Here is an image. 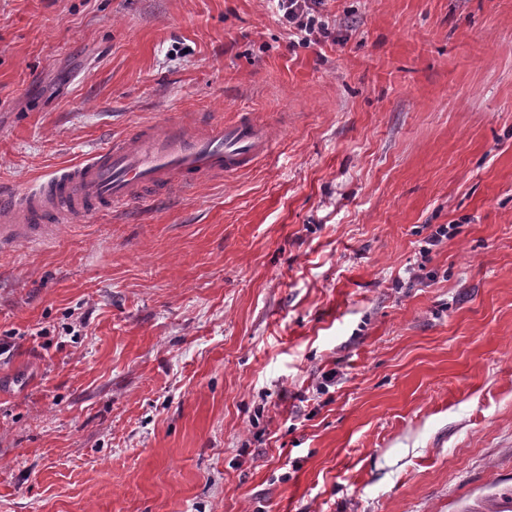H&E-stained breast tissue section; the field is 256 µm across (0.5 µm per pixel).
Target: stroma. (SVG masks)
Segmentation results:
<instances>
[{
  "mask_svg": "<svg viewBox=\"0 0 512 512\" xmlns=\"http://www.w3.org/2000/svg\"><path fill=\"white\" fill-rule=\"evenodd\" d=\"M322 13L0 0V187L180 113L277 137L0 251V512H512V0ZM324 0H277L279 10L283 13L280 16L283 24L288 30L294 31L296 35L305 34L310 36L316 30L328 38L331 32L328 25L322 20L320 6Z\"/></svg>",
  "mask_w": 512,
  "mask_h": 512,
  "instance_id": "35a3bbf8",
  "label": "stroma"
}]
</instances>
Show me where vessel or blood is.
I'll return each instance as SVG.
<instances>
[{"mask_svg": "<svg viewBox=\"0 0 512 512\" xmlns=\"http://www.w3.org/2000/svg\"><path fill=\"white\" fill-rule=\"evenodd\" d=\"M274 148L269 129L247 113L197 128L176 118L140 126L21 193L0 196V247L46 239L79 213L118 210L132 200L250 168Z\"/></svg>", "mask_w": 512, "mask_h": 512, "instance_id": "vessel-or-blood-1", "label": "vessel or blood"}]
</instances>
